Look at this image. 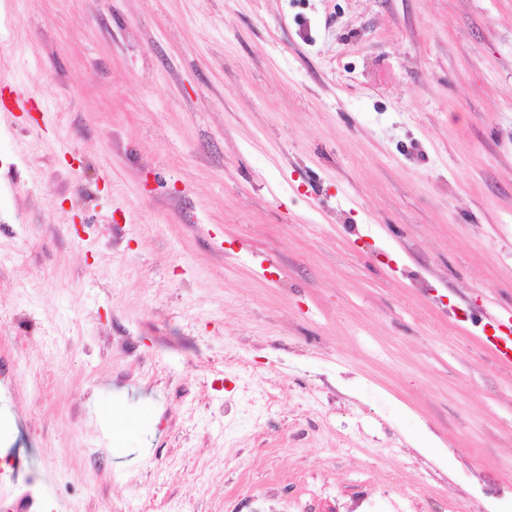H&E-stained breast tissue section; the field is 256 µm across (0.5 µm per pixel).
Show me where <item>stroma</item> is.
Segmentation results:
<instances>
[{
	"instance_id": "obj_1",
	"label": "stroma",
	"mask_w": 512,
	"mask_h": 512,
	"mask_svg": "<svg viewBox=\"0 0 512 512\" xmlns=\"http://www.w3.org/2000/svg\"><path fill=\"white\" fill-rule=\"evenodd\" d=\"M1 78L0 512H512V0H0ZM0 104L1 107L5 109H18L22 112H30L33 109H42L41 103L35 105L30 100L22 98L6 81H1L0 84ZM484 340L500 363L512 366L511 331L509 333L501 332L500 335L496 336H486Z\"/></svg>"
}]
</instances>
